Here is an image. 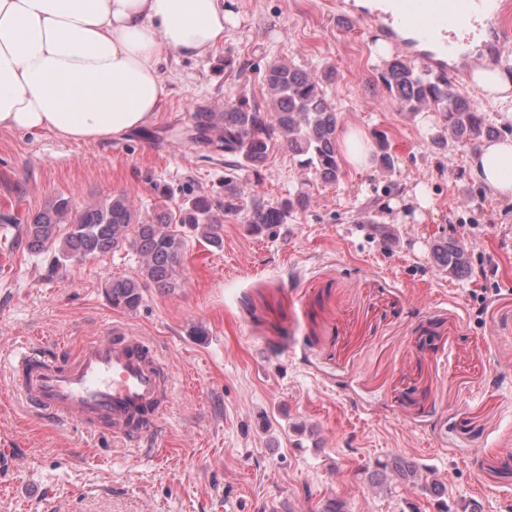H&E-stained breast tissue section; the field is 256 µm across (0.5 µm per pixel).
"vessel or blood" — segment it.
Instances as JSON below:
<instances>
[{
  "label": "vessel or blood",
  "mask_w": 512,
  "mask_h": 512,
  "mask_svg": "<svg viewBox=\"0 0 512 512\" xmlns=\"http://www.w3.org/2000/svg\"><path fill=\"white\" fill-rule=\"evenodd\" d=\"M340 7L344 19L377 24L423 67L452 77L468 73L473 59L467 46L474 37L485 36L490 57L501 52L499 40L484 29L500 17L501 0H384L378 8L342 0ZM11 366L13 392L44 415L128 444L150 437L175 393L176 378L152 342L117 322L64 359L28 349Z\"/></svg>",
  "instance_id": "vessel-or-blood-1"
}]
</instances>
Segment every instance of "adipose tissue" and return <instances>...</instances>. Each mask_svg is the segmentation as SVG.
<instances>
[{"instance_id": "adipose-tissue-1", "label": "adipose tissue", "mask_w": 512, "mask_h": 512, "mask_svg": "<svg viewBox=\"0 0 512 512\" xmlns=\"http://www.w3.org/2000/svg\"><path fill=\"white\" fill-rule=\"evenodd\" d=\"M237 0H0V129L97 142L148 125L169 55L223 45ZM473 174L512 199V140L484 144Z\"/></svg>"}]
</instances>
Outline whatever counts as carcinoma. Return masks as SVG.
Here are the masks:
<instances>
[{"mask_svg":"<svg viewBox=\"0 0 512 512\" xmlns=\"http://www.w3.org/2000/svg\"><path fill=\"white\" fill-rule=\"evenodd\" d=\"M381 79L400 111L415 115L430 108L441 114L442 125L430 134L432 145L440 150L448 145L450 137L476 149L485 140L512 136V125L501 129L491 126L485 114L446 76L395 60L386 65ZM334 81L336 70L331 67L313 75L274 62L265 73V102L238 96L226 100L219 112L199 106L190 113L182 138L203 148L207 159L224 154V168L258 176L273 138L278 137L316 180L337 184L342 177L336 144L341 117L326 93V86ZM376 163L384 175L394 171V158L382 139L378 141ZM248 185L238 177H226L222 205L213 204L205 195L177 203L170 189L164 187L159 190L163 203L145 216L125 192L99 199L81 210L72 209L69 201L61 198L28 218L21 238L32 253L57 249V263L103 257L125 247L135 250L142 259L138 273L107 283L112 307L134 310L143 300L144 289L153 286L170 292L177 287L187 234H196L216 249L223 247V219L218 212H238ZM312 197L308 183L281 201L270 202L253 195L246 223L257 230L286 224L293 212L310 205ZM433 256L450 274L458 275L468 267L463 249L454 242L436 243ZM388 474L431 497L440 499L445 495L443 484L428 481L419 464L403 455L377 461L370 478Z\"/></svg>","mask_w":512,"mask_h":512,"instance_id":"obj_1","label":"carcinoma"}]
</instances>
